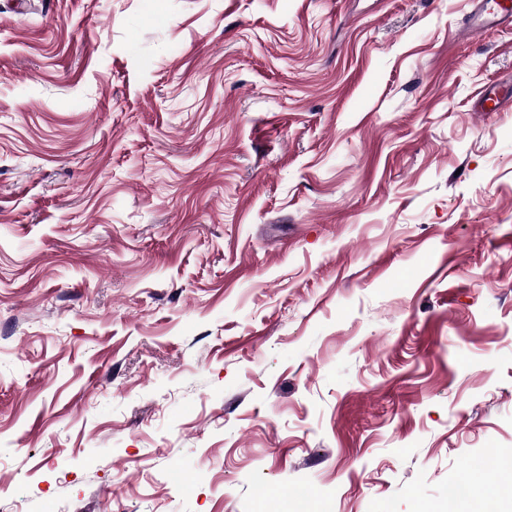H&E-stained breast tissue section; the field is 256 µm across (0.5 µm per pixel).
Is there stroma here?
<instances>
[{
  "mask_svg": "<svg viewBox=\"0 0 512 512\" xmlns=\"http://www.w3.org/2000/svg\"><path fill=\"white\" fill-rule=\"evenodd\" d=\"M472 11L0 0V512H480L512 27Z\"/></svg>",
  "mask_w": 512,
  "mask_h": 512,
  "instance_id": "35a3bbf8",
  "label": "stroma"
}]
</instances>
